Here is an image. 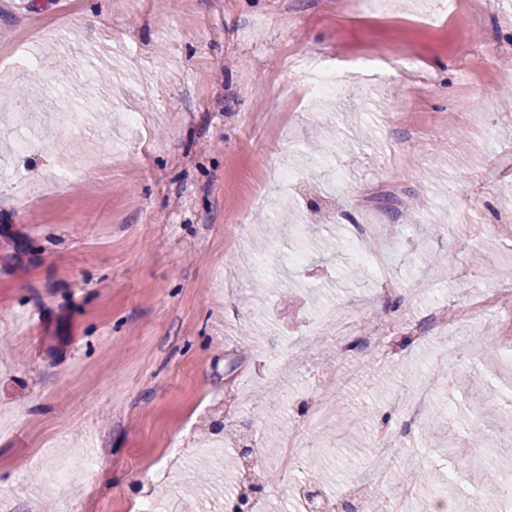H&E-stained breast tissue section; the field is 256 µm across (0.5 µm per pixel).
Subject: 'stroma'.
Wrapping results in <instances>:
<instances>
[{"label": "stroma", "instance_id": "stroma-1", "mask_svg": "<svg viewBox=\"0 0 512 512\" xmlns=\"http://www.w3.org/2000/svg\"><path fill=\"white\" fill-rule=\"evenodd\" d=\"M490 2L446 16L440 0H0V52L38 57L0 63V512H57L65 496L78 512H136L149 480L162 512H225L239 446L196 449L220 432L225 394H241L236 427L263 475L277 465L267 440L298 433L341 368L345 412L372 416L352 441L309 436L338 507L377 471L445 473L460 453V507L492 512L473 487L512 453L498 432L512 355L474 352L450 388L439 374L470 320L390 366L357 332L512 286V11ZM295 44L330 66L410 56L426 81L357 79L314 101ZM23 134L39 149L18 152ZM91 150L100 165L69 170ZM283 167L299 180L283 184ZM333 312L357 324L341 342L319 328ZM425 381L432 412L481 422L487 442L446 448L390 415L398 453L375 457L379 415Z\"/></svg>", "mask_w": 512, "mask_h": 512}]
</instances>
